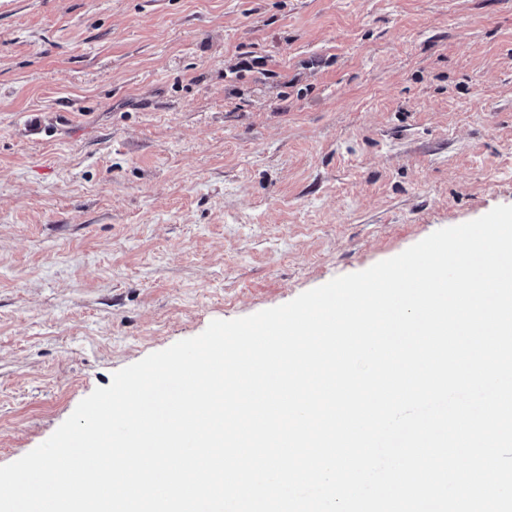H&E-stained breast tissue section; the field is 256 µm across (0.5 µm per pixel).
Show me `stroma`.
<instances>
[{
    "label": "stroma",
    "instance_id": "obj_1",
    "mask_svg": "<svg viewBox=\"0 0 512 512\" xmlns=\"http://www.w3.org/2000/svg\"><path fill=\"white\" fill-rule=\"evenodd\" d=\"M512 205V0H0V466L114 373Z\"/></svg>",
    "mask_w": 512,
    "mask_h": 512
}]
</instances>
